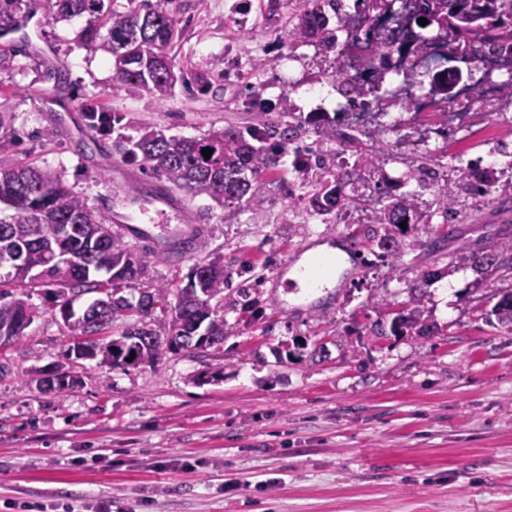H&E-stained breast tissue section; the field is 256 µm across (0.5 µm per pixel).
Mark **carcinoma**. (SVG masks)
I'll return each instance as SVG.
<instances>
[{"mask_svg": "<svg viewBox=\"0 0 512 512\" xmlns=\"http://www.w3.org/2000/svg\"><path fill=\"white\" fill-rule=\"evenodd\" d=\"M413 2L409 21L418 29L413 36L415 47L425 45L423 26L418 19L445 32L448 62L471 67L475 53L509 50L512 52V0H355L361 26L347 42L351 51L370 52L379 62L371 80L363 82L343 76L338 89L355 106L364 109L381 86L384 47L375 45L374 26L384 14L392 19L402 16L397 2ZM61 17L86 14L93 24L85 29L80 45L89 53L104 47L112 55V67L119 88L129 93L146 92L159 102L168 100L178 78L168 50L180 37L176 20V0H128L122 11L112 9V0H47ZM336 0H302L298 23L288 30L296 40L318 39L336 47V30L329 28ZM21 3L0 0V32L14 29L20 22ZM87 120L109 136L120 118L104 111L88 109ZM314 127L325 139L354 145L359 138L344 130L346 124L325 114L316 120L295 122L294 113L281 108L277 121H262L241 128L228 126L212 129L201 139L179 135L166 136L153 131L136 140L115 141L123 158L138 163L161 182L192 196L205 195L217 203H241L257 194L261 173L278 167L279 157L286 153L288 142L300 137V128ZM210 149V158L202 150ZM433 167L427 175L443 182L435 198L436 210L448 225L460 223L462 211L457 208L461 194L497 193L496 202L505 207L512 203V180L501 181L493 168H457L453 181L439 177L442 168L432 157ZM315 165L325 171L309 205L321 223H329L336 208L358 209L364 204L359 197L345 193L356 168L344 163L336 167V155L318 154ZM378 206L370 221L381 225L383 234L378 246L384 254L398 259L404 254L406 227L429 223V215L418 208L414 194L394 197L380 188ZM70 231L57 235V228ZM15 259V281L18 287L42 284L53 288L60 301L59 311L75 336L97 333L112 335V323L133 313L137 323L112 340V365L118 366L130 357L155 363L168 354L196 349L199 338L210 348L224 344L228 321L217 314L213 304L224 301V263L218 259L194 264L188 282L182 288L165 283L150 285L141 292L137 303L123 294L126 284L141 278L146 261L137 245L112 230L110 215L90 205L73 188L66 186L57 174L29 164L0 169V264ZM459 264L471 268L487 279L500 274L512 276V239L458 257ZM94 298L81 316H75L65 294ZM494 306L498 320L512 324V287L495 289ZM171 310L170 321L153 325L148 321L152 304ZM27 302L16 295L0 291V336L23 334ZM437 327L423 317L420 305L392 315L389 325H376L377 334L385 336H432Z\"/></svg>", "mask_w": 512, "mask_h": 512, "instance_id": "carcinoma-1", "label": "carcinoma"}]
</instances>
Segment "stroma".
<instances>
[{
	"label": "stroma",
	"mask_w": 512,
	"mask_h": 512,
	"mask_svg": "<svg viewBox=\"0 0 512 512\" xmlns=\"http://www.w3.org/2000/svg\"><path fill=\"white\" fill-rule=\"evenodd\" d=\"M232 2L179 0L182 36L170 54L184 81L163 103L118 89L110 53L80 47L86 17L25 28L16 43L45 42L71 88L47 79L39 56L0 61V136L11 142L0 149V167L34 162L106 208L114 169L131 175L126 192L150 177L126 163L113 137L90 128L82 105L120 116L128 137L155 130L200 138L261 121L245 105L250 96H274L304 113L312 87L338 99L324 63L292 71L281 60L298 0L277 23L267 19L270 0H245L255 20L248 30L233 26ZM470 124L467 139H450L438 155L482 168L487 142L512 147L490 119L474 114ZM49 127L56 135L46 141ZM415 139L407 125L374 138L375 170L354 177L348 194L386 178L391 194L412 192L430 205L434 187L407 177L410 159L422 155ZM291 161L284 155L247 202L186 198L200 243L177 260L145 253L144 281L174 285L195 263L223 258L231 333L221 347L152 365L88 361L81 387L43 394L31 372L55 361L70 337L51 293L28 289L36 317L6 351L11 372L0 378V512H96L105 501L112 512H512V324L498 321L491 299L512 280L450 273L449 290L431 286L425 302L436 335L378 338L370 330L387 305L408 300L420 270L512 235V210L488 204L447 238L440 217L412 226L394 261L380 257L370 223L311 218ZM434 239L441 251L425 250ZM319 244L347 256L336 266L337 285L284 292L282 267ZM241 288L257 299V312L234 310ZM292 339L307 353L279 361L280 343Z\"/></svg>",
	"instance_id": "stroma-1"
}]
</instances>
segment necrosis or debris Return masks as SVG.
<instances>
[{"mask_svg": "<svg viewBox=\"0 0 512 512\" xmlns=\"http://www.w3.org/2000/svg\"><path fill=\"white\" fill-rule=\"evenodd\" d=\"M378 31L388 44L390 57L385 73L389 76L387 92L396 100L401 109L399 120L408 123L416 115H424L425 122L419 128L420 145H429L436 140L439 130L459 134L468 123L467 105L473 91H480L486 111L492 112L494 122L502 127H512V95L504 93V84L512 82V56L488 53L476 63L478 73L483 76L476 87L463 84L458 97L448 103L432 102L428 91L412 81L417 71L447 78L448 42L443 34L433 33L427 37V48L421 53L406 51L405 46L412 39L409 30L397 24L396 20L385 17L377 22Z\"/></svg>", "mask_w": 512, "mask_h": 512, "instance_id": "1", "label": "necrosis or debris"}]
</instances>
